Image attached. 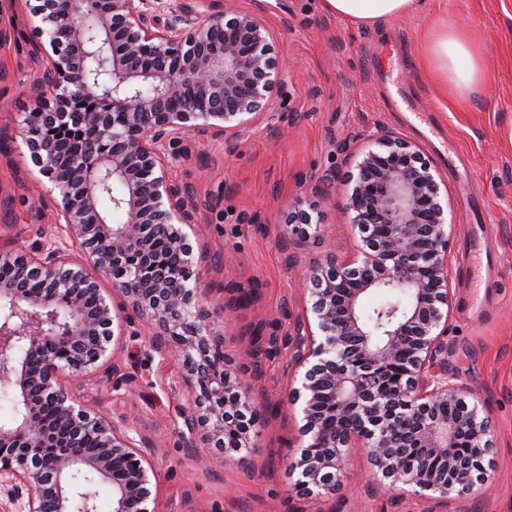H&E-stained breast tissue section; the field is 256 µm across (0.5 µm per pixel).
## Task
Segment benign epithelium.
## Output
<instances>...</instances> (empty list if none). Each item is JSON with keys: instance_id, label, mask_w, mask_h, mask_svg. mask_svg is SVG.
Segmentation results:
<instances>
[{"instance_id": "7a95c632", "label": "benign epithelium", "mask_w": 512, "mask_h": 512, "mask_svg": "<svg viewBox=\"0 0 512 512\" xmlns=\"http://www.w3.org/2000/svg\"><path fill=\"white\" fill-rule=\"evenodd\" d=\"M201 0L194 19L165 17L159 0H63L64 8L32 7L35 45L46 67L30 84L32 108L21 134L34 164L58 191L59 230L37 252L0 247V382L14 395L17 416L0 423V512H97L96 488L112 490V512H156L157 472L134 429L81 403L77 392L98 388L120 372L112 351V282L125 307L155 322L151 353L183 371L164 378L172 394L188 388L191 411L181 435L194 461H231L249 442L256 411L248 383L218 356L183 227L195 223L187 192L169 176L167 146L189 135L232 147L267 116L285 66L275 33L257 11L229 13ZM105 53L112 96L89 111L94 131L79 165L57 175L44 123H64L70 107L100 98L89 62ZM104 172L120 194L123 222L110 224L98 191ZM440 176L413 142L384 134L359 154L349 174V208L360 242L353 261L314 266L306 291L311 317L292 344L300 386L283 404L300 407L303 445L292 463L305 489H321L347 469V449L363 447L372 478L400 483L419 496L463 495L474 477L457 468L463 439L492 448L478 407L465 418L436 407L465 402L468 387L448 371V245L439 201ZM311 203L288 224L303 235L320 223ZM181 256L179 287L161 280L142 292V271L159 243ZM36 276L42 288L17 282ZM404 288L405 306L388 312L374 338L361 312L369 291ZM64 309L65 330H47L44 315ZM319 411L352 415L356 430L339 434L315 419ZM235 442L217 457L213 447Z\"/></svg>"}]
</instances>
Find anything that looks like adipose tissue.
<instances>
[{
  "mask_svg": "<svg viewBox=\"0 0 512 512\" xmlns=\"http://www.w3.org/2000/svg\"><path fill=\"white\" fill-rule=\"evenodd\" d=\"M326 10L355 24H374L414 12L418 0H323ZM431 72L456 99L470 97L483 80L481 53L472 33L464 27L445 25L427 36Z\"/></svg>",
  "mask_w": 512,
  "mask_h": 512,
  "instance_id": "adipose-tissue-1",
  "label": "adipose tissue"
}]
</instances>
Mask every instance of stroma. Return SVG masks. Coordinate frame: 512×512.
I'll return each instance as SVG.
<instances>
[{"label": "stroma", "mask_w": 512, "mask_h": 512, "mask_svg": "<svg viewBox=\"0 0 512 512\" xmlns=\"http://www.w3.org/2000/svg\"><path fill=\"white\" fill-rule=\"evenodd\" d=\"M233 10H261L289 68L265 120L234 149L191 138L171 145L169 172L197 207L187 229L202 272L205 304L223 353L250 383L258 411L251 445L234 462L208 468L184 448L178 426L190 408L160 379L177 361L149 357L150 321L118 313L113 345L120 375L88 393L115 420L135 429L159 476L158 512H512V0H422L416 12L370 26L344 21L322 0H224ZM15 36L0 44V242L35 249L56 232L53 196L18 124L29 80L37 19L16 0ZM468 27L480 47L484 78L459 101L423 68L428 32ZM392 131L416 142L443 180L448 224V368L489 417L494 448L486 479L467 495L421 498L366 476L369 461L352 449L333 492L304 493L291 463L301 446L302 416L281 400L301 376L289 337L309 302L302 287L311 266L352 257L359 236L348 209L351 158ZM318 201L320 229L289 234L288 211ZM475 224L491 228L499 260L488 288L491 316L469 313L471 290L459 271Z\"/></svg>", "instance_id": "obj_1"}]
</instances>
